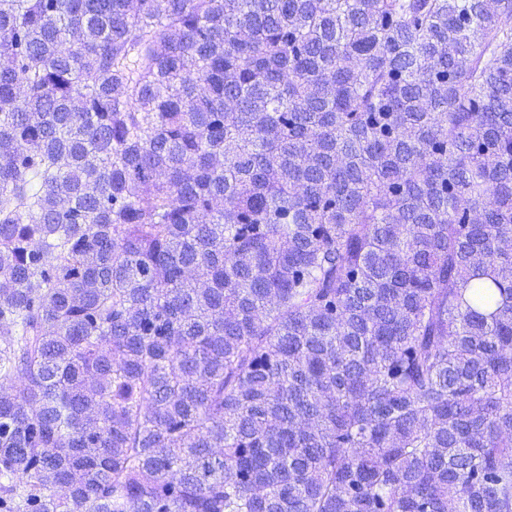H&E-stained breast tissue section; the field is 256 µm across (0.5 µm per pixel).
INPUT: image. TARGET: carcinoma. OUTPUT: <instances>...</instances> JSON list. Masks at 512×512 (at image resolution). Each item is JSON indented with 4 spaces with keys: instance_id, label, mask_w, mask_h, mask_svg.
I'll return each instance as SVG.
<instances>
[{
    "instance_id": "cac0c4a2",
    "label": "carcinoma",
    "mask_w": 512,
    "mask_h": 512,
    "mask_svg": "<svg viewBox=\"0 0 512 512\" xmlns=\"http://www.w3.org/2000/svg\"><path fill=\"white\" fill-rule=\"evenodd\" d=\"M0 512H512V0H0Z\"/></svg>"
}]
</instances>
